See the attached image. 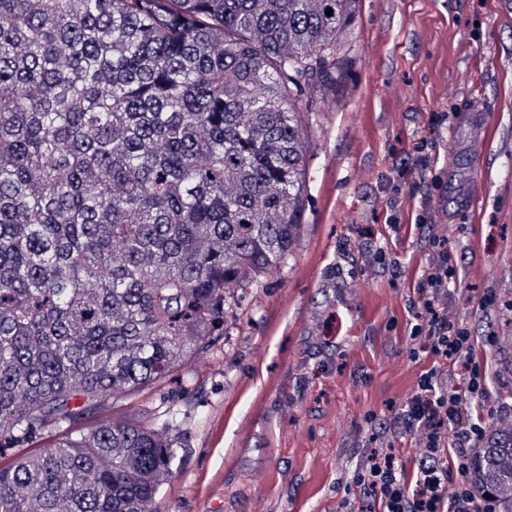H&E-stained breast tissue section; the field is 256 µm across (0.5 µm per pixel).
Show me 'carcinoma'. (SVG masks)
I'll list each match as a JSON object with an SVG mask.
<instances>
[{
  "label": "carcinoma",
  "instance_id": "carcinoma-1",
  "mask_svg": "<svg viewBox=\"0 0 512 512\" xmlns=\"http://www.w3.org/2000/svg\"><path fill=\"white\" fill-rule=\"evenodd\" d=\"M359 3L0 0V451L66 428L0 466V512H153L178 437L79 422L163 384L285 263L304 90ZM469 477L512 512V432Z\"/></svg>",
  "mask_w": 512,
  "mask_h": 512
}]
</instances>
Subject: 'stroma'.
I'll return each mask as SVG.
<instances>
[{"instance_id": "stroma-1", "label": "stroma", "mask_w": 512, "mask_h": 512, "mask_svg": "<svg viewBox=\"0 0 512 512\" xmlns=\"http://www.w3.org/2000/svg\"><path fill=\"white\" fill-rule=\"evenodd\" d=\"M303 105L307 197L287 262L243 290L181 382L104 415L146 414L177 435L156 512H376L345 489L386 443L373 419L393 417L431 366L409 300L432 235L457 264L449 313L495 339L489 428H512V0H361L338 80ZM423 142L434 184L400 166ZM374 245L401 280L367 266Z\"/></svg>"}]
</instances>
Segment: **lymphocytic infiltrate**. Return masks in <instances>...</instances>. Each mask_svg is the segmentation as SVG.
<instances>
[{
	"instance_id": "obj_1",
	"label": "lymphocytic infiltrate",
	"mask_w": 512,
	"mask_h": 512,
	"mask_svg": "<svg viewBox=\"0 0 512 512\" xmlns=\"http://www.w3.org/2000/svg\"><path fill=\"white\" fill-rule=\"evenodd\" d=\"M438 260L431 264L412 307V338L432 357L414 394L392 423L415 435L422 447L414 469L400 465L393 446L372 449L360 465L354 487L373 500L379 512H500L496 497L476 490L468 479L472 451L486 440L483 413L488 374L478 357L483 343L463 322L448 313V290L454 268L448 246L439 242ZM459 368L455 385L441 379L445 366Z\"/></svg>"
}]
</instances>
